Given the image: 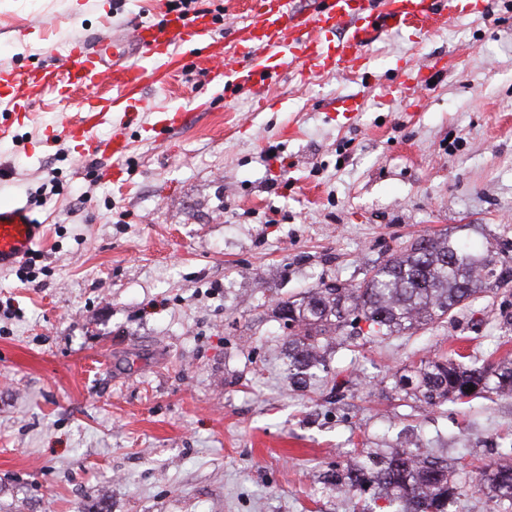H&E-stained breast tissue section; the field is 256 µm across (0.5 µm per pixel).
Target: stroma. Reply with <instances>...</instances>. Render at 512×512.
Instances as JSON below:
<instances>
[{"mask_svg": "<svg viewBox=\"0 0 512 512\" xmlns=\"http://www.w3.org/2000/svg\"><path fill=\"white\" fill-rule=\"evenodd\" d=\"M165 0H0V63L63 59L84 40L158 21ZM371 80L293 73L167 133L165 112L208 86L194 70L147 86L113 180L62 127L85 90L52 93L0 139V206L44 224L35 282L0 270V512H391L332 493L324 473L360 452L419 443L464 488L448 512H505L475 492L512 448V399L431 410L395 376L452 351L512 357V294L453 319L330 352L288 382L274 308L319 282L355 283L389 250L446 233L512 247V0L420 39L368 50ZM449 66L416 95L401 70ZM62 194L43 199L49 178Z\"/></svg>", "mask_w": 512, "mask_h": 512, "instance_id": "stroma-1", "label": "stroma"}]
</instances>
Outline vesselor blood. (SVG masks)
<instances>
[{"label": "vessel or blood", "mask_w": 512, "mask_h": 512, "mask_svg": "<svg viewBox=\"0 0 512 512\" xmlns=\"http://www.w3.org/2000/svg\"><path fill=\"white\" fill-rule=\"evenodd\" d=\"M459 13L458 0H316L305 11L298 0H250L242 21L217 35L209 15L167 14L162 23H138L124 38L76 45L62 61L26 72L0 64V85L19 118H29L42 91L62 98L74 88L105 87L87 96L78 120L65 134L89 153L122 157L129 142L120 132L105 141L92 131L109 114L133 110L146 84L168 85L186 68L224 74V93L260 94L282 73L366 74L368 49L384 33L409 30L429 36ZM43 237L26 207L0 206V268L26 258Z\"/></svg>", "instance_id": "b4317fda"}]
</instances>
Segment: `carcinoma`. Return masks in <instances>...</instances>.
<instances>
[{
  "instance_id": "carcinoma-1",
  "label": "carcinoma",
  "mask_w": 512,
  "mask_h": 512,
  "mask_svg": "<svg viewBox=\"0 0 512 512\" xmlns=\"http://www.w3.org/2000/svg\"><path fill=\"white\" fill-rule=\"evenodd\" d=\"M512 286V261L493 243L477 248L446 233L418 237L390 250L355 284H318L299 299L279 304L288 324V378L303 389L314 370L325 367L332 345L391 336L441 323L457 309L488 291ZM368 324L363 331L360 323ZM476 392L512 397V359L467 366L457 353L420 362L396 379L394 389L430 409ZM327 483L337 490H375L376 498L402 504L401 512H446L460 495L448 460L422 456L410 447L395 448L378 460L357 458L331 470ZM490 498L512 501V448L481 473L475 484Z\"/></svg>"
}]
</instances>
